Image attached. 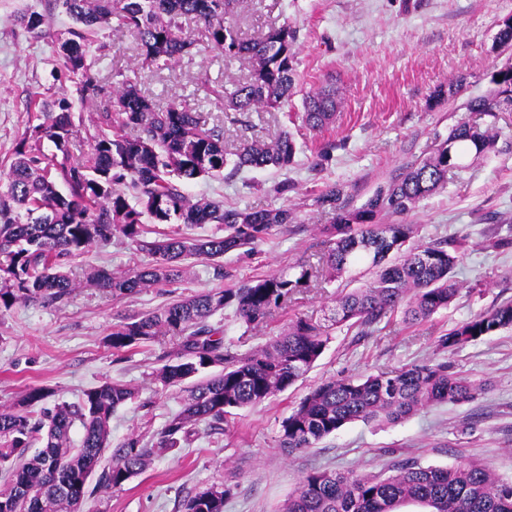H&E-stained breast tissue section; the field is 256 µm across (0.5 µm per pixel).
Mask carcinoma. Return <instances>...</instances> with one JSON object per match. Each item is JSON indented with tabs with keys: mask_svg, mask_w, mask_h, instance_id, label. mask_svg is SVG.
Masks as SVG:
<instances>
[{
	"mask_svg": "<svg viewBox=\"0 0 512 512\" xmlns=\"http://www.w3.org/2000/svg\"><path fill=\"white\" fill-rule=\"evenodd\" d=\"M72 25L58 33L54 52L74 80L83 105L99 104L96 131L88 150L76 149L72 103L65 97L29 100L43 121L27 128L11 161L0 167V312L19 303H55L77 287L72 260L95 244L118 236L151 261L128 272L94 269L86 282L115 296L132 295L181 276L188 261L210 262L224 276V255L250 248L277 226L296 219L287 206L272 209L224 207V201L193 197L186 186L199 178H218L228 164L224 130L206 127V117L187 103L160 105L129 78L117 82L112 97L99 102L103 86L93 73L90 46L117 19L138 41V70L169 69L197 49L187 21L204 27L207 46L224 58L249 59V76L226 92L207 88L224 108L249 112L283 109L295 90L297 31L272 26L258 39H243L226 21L230 7L243 0H53ZM34 35L48 18L31 12L19 19ZM497 89L472 98L467 109L495 116L512 105V66L497 72ZM334 94L316 92L303 100V120L320 130L334 118ZM495 145L492 128L462 122L428 157L407 165L359 207L341 201L331 186L316 202L336 211L333 223L319 228L328 249L315 263L294 272L258 277L234 288L204 291L112 326L108 341L120 351L174 336L177 361L157 371L167 386L220 366L188 390L180 412L160 433V448L189 441L196 426L218 423L234 411L265 402L305 375L323 354L331 331L340 326L369 327L399 311L403 322L420 323L455 299L453 271L465 243L412 242L413 224H384L387 215H404L443 189L461 158L477 159ZM297 148L283 131L271 142L245 141L233 153L236 169H286ZM152 224L168 230L153 234ZM215 224L224 233L188 237L182 228ZM366 265L367 284L336 298L323 320L297 317L280 336L244 355L234 354L223 331L208 319L226 307L248 327L263 323L301 289L316 288L355 266ZM512 327V301L457 324L442 336L454 351ZM484 384L453 371L448 363H424L380 372L362 380L336 379L312 389L283 419L280 446L293 453L312 447L347 424L362 421L394 425L439 402L464 403ZM50 391L30 387L13 407L0 410V512H70L74 501L121 487L149 464L151 452L131 437L112 449L113 412L134 397L122 384L106 382L83 391L76 403L45 406ZM81 430L74 443V428ZM40 447L33 448L34 444ZM110 454L104 465L105 454ZM229 486H213L182 503L184 512H224ZM417 503L428 512H512V481L496 478L479 461L452 468L401 462L388 476L314 470L301 480L284 512H399Z\"/></svg>",
	"mask_w": 512,
	"mask_h": 512,
	"instance_id": "1",
	"label": "carcinoma"
}]
</instances>
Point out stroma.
<instances>
[{
  "label": "stroma",
  "instance_id": "35a3bbf8",
  "mask_svg": "<svg viewBox=\"0 0 512 512\" xmlns=\"http://www.w3.org/2000/svg\"><path fill=\"white\" fill-rule=\"evenodd\" d=\"M32 11L49 18L44 36L34 37L16 21L20 13ZM510 17L512 0H245L230 16L242 38H258L283 24L297 31V94L284 113L228 112L206 101L205 85L233 88L249 75V61H228L205 47L175 68L137 74L133 37L114 23L105 29L103 45L90 48L105 84H112L119 70L137 75L142 91L158 102L200 101L201 112L219 119L230 150L283 131L297 144L288 169L228 167L223 178L190 183V195L238 208L286 205L297 220L273 230L254 251L225 255L220 278L209 263L197 261L161 288L116 297L81 287L61 302L19 304L0 313V409L13 406L31 386L48 388L54 402L78 401L83 390L106 381L136 392L112 416V443L139 437L153 450L150 466L121 488L88 499L84 512H181L184 499L214 484L233 489L224 512H283L312 470L386 476L405 459L437 467L477 460L512 481V329L452 352L438 345L455 324L512 301V108L498 112L491 152L463 157L445 188L398 218L415 225L419 243L466 241L455 271L459 293L447 309L415 325L394 315L368 328L335 329L313 368L276 398L240 409L227 420L200 424L191 441L172 449L158 448L157 439L181 410L185 393L164 386L155 372L174 360L177 338L162 336L124 351L106 342L114 323L171 300L313 260L324 249L320 225L335 217L330 207L317 204V196L334 185L342 188L345 203L360 206L393 174L433 153L458 122L470 119L467 100L488 95L497 71L512 64V46L500 47L496 40L502 21ZM69 25L51 0H0V160L13 155L33 118L27 109L31 95H71L73 84L61 77L52 51L55 34ZM457 80L463 83L460 91L447 94ZM324 86L336 90V120L315 131L297 113L303 94ZM329 143L334 146L330 159L318 162V151ZM284 180L291 189L281 197L273 187ZM490 237L501 239L499 249H484ZM147 260L116 238L74 259L72 270L79 277L98 266L124 272ZM362 284L349 272L325 288L297 293L253 331L230 307L210 323L223 329L232 352L245 354L278 336L294 315L327 317L337 294ZM428 361L451 362L488 387L471 401L432 405L394 425L357 421L314 447L291 454L281 448L282 420L321 382Z\"/></svg>",
  "mask_w": 512,
  "mask_h": 512
}]
</instances>
